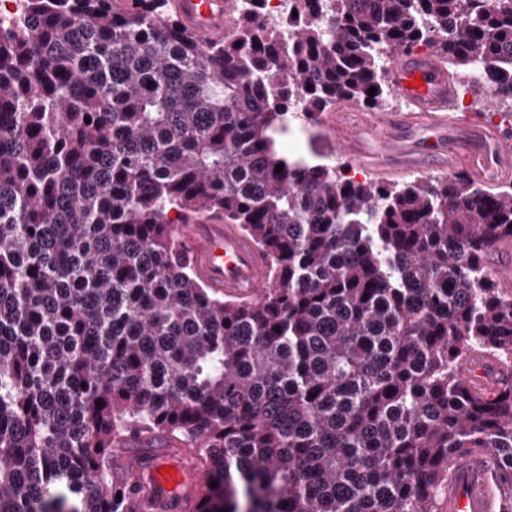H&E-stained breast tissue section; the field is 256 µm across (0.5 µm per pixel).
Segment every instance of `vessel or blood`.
<instances>
[{
	"label": "vessel or blood",
	"mask_w": 512,
	"mask_h": 512,
	"mask_svg": "<svg viewBox=\"0 0 512 512\" xmlns=\"http://www.w3.org/2000/svg\"><path fill=\"white\" fill-rule=\"evenodd\" d=\"M182 26L204 46L231 38L236 27L233 0H173ZM388 83L406 109L367 112L357 106L327 116L325 133L338 155L376 174H403L430 168L462 181L512 178V148L504 147L491 128L463 122L448 126L443 117L457 87L439 56L399 51L390 59ZM198 274L209 288L228 296L260 298L269 262L234 224L205 215L179 231ZM491 268L501 287L512 288V239L493 249ZM127 466L145 467L159 490L154 512H178L182 500L205 478L180 467L163 473L165 458L150 463L120 454ZM507 491L500 484L494 457L464 455L457 459L448 487V512H496Z\"/></svg>",
	"instance_id": "obj_1"
}]
</instances>
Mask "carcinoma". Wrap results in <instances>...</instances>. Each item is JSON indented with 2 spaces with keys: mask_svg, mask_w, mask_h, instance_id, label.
Returning a JSON list of instances; mask_svg holds the SVG:
<instances>
[{
  "mask_svg": "<svg viewBox=\"0 0 512 512\" xmlns=\"http://www.w3.org/2000/svg\"><path fill=\"white\" fill-rule=\"evenodd\" d=\"M167 6L0 17V512H149L157 487L112 479L121 445L207 473L184 512H435L483 452L512 488V388L462 375L512 369L489 265L512 184L378 185L279 148L382 109L400 49L512 107V0H281L277 22L236 0L206 48ZM200 214L268 258L260 300L196 272L177 225Z\"/></svg>",
  "mask_w": 512,
  "mask_h": 512,
  "instance_id": "1",
  "label": "carcinoma"
}]
</instances>
